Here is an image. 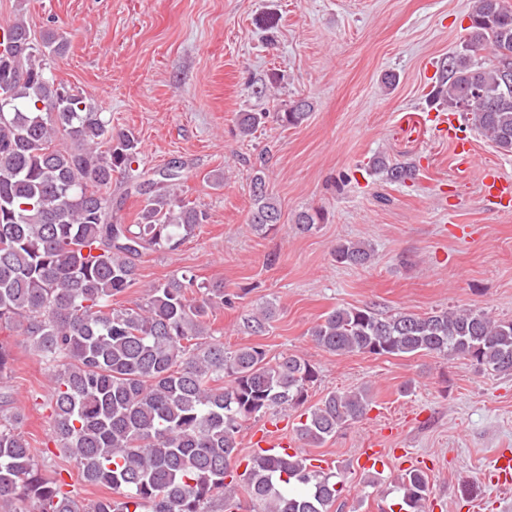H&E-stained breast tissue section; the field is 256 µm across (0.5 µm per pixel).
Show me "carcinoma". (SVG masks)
I'll return each instance as SVG.
<instances>
[{
    "instance_id": "obj_1",
    "label": "carcinoma",
    "mask_w": 512,
    "mask_h": 512,
    "mask_svg": "<svg viewBox=\"0 0 512 512\" xmlns=\"http://www.w3.org/2000/svg\"><path fill=\"white\" fill-rule=\"evenodd\" d=\"M461 51L448 58L434 98L463 112L500 151L512 154V7L473 0ZM0 329L16 330L49 372L53 436L84 483L111 495L79 502L62 473H42L21 430L22 417L0 394V512H230L241 466L242 422L270 418L307 402L317 371L298 354L268 356L260 346L235 351L210 333L216 308L241 298L224 280L171 277L150 286L144 302L115 308L136 284L147 251L178 249L207 213L174 191L181 165L133 167L140 148L130 132L112 133L103 113L48 74L66 38L38 40L19 19L0 30ZM488 52L489 63L477 55ZM302 101L277 120L298 126ZM265 112H242L239 132L265 124ZM392 182L415 176L405 163L377 161ZM140 193L157 188L134 224L112 214V178ZM253 231L265 236L280 220L266 173L252 180ZM316 210L297 215L310 232ZM336 262L363 266L373 251L340 241ZM268 303L242 319L250 336L276 318ZM332 354L403 356L419 352L467 358L487 371L512 374V320L473 309L384 316L370 307H338L309 330ZM372 407L365 387L330 392L307 408L294 454H255L246 463L245 492L257 512H331L341 489L311 464L318 446ZM399 512H426L428 476L398 478Z\"/></svg>"
}]
</instances>
